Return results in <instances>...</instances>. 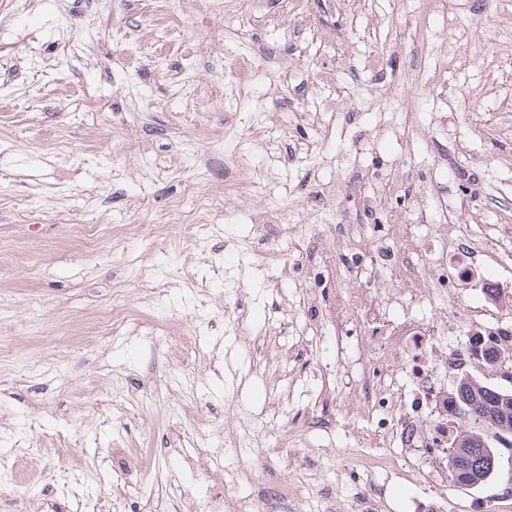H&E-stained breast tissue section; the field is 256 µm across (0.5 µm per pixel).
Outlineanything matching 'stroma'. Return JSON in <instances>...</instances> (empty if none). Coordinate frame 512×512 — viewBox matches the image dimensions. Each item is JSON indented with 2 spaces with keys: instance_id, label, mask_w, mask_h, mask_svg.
<instances>
[{
  "instance_id": "obj_1",
  "label": "stroma",
  "mask_w": 512,
  "mask_h": 512,
  "mask_svg": "<svg viewBox=\"0 0 512 512\" xmlns=\"http://www.w3.org/2000/svg\"><path fill=\"white\" fill-rule=\"evenodd\" d=\"M447 3L452 29L423 0H268L283 32L242 0H175L173 29L153 0H0V512H247L292 480L302 512H512L507 454L476 489L429 452L373 467L358 352L309 277L351 166L447 171L453 222L512 229V0ZM241 53L272 76L250 101Z\"/></svg>"
}]
</instances>
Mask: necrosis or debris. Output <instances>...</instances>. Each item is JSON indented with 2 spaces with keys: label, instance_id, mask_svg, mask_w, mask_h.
Listing matches in <instances>:
<instances>
[{
  "label": "necrosis or debris",
  "instance_id": "4bbe7bcc",
  "mask_svg": "<svg viewBox=\"0 0 512 512\" xmlns=\"http://www.w3.org/2000/svg\"><path fill=\"white\" fill-rule=\"evenodd\" d=\"M430 239L417 245L397 241L388 224H355L340 216L329 234L314 240L316 250L335 254L336 303L359 301L353 316L366 329V345L376 354L367 359L356 379L362 416L377 419L385 447L429 448L440 467L448 465V368L469 356L468 347L448 340V311L460 283L493 295L499 284L476 265L478 240L459 224H435ZM426 265L433 289L423 296L413 288L410 274ZM378 279L379 299H372L366 273ZM404 302L418 307L431 302L430 319H390L387 305Z\"/></svg>",
  "mask_w": 512,
  "mask_h": 512
}]
</instances>
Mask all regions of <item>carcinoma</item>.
<instances>
[{
    "label": "carcinoma",
    "mask_w": 512,
    "mask_h": 512,
    "mask_svg": "<svg viewBox=\"0 0 512 512\" xmlns=\"http://www.w3.org/2000/svg\"><path fill=\"white\" fill-rule=\"evenodd\" d=\"M448 415L465 429L448 439L450 448L470 449L469 468L448 461V477L458 481L474 469L484 468L490 453L512 451V388L488 385L476 379L454 384L448 392Z\"/></svg>",
    "instance_id": "obj_1"
}]
</instances>
